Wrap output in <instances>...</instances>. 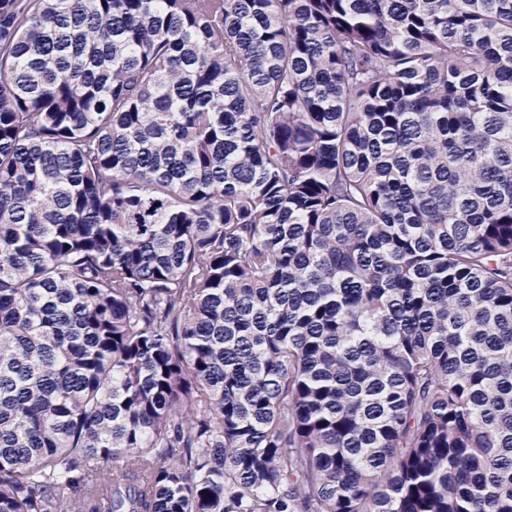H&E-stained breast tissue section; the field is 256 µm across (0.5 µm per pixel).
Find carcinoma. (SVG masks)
Masks as SVG:
<instances>
[{"mask_svg":"<svg viewBox=\"0 0 512 512\" xmlns=\"http://www.w3.org/2000/svg\"><path fill=\"white\" fill-rule=\"evenodd\" d=\"M0 512H512V0H0Z\"/></svg>","mask_w":512,"mask_h":512,"instance_id":"carcinoma-1","label":"carcinoma"}]
</instances>
